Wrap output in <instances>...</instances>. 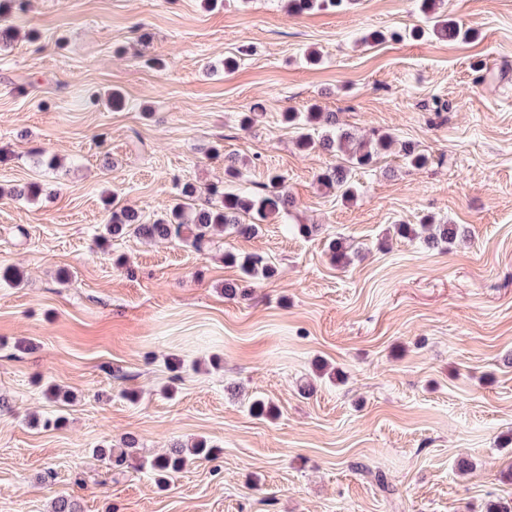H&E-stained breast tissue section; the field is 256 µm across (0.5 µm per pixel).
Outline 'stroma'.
<instances>
[{
	"label": "stroma",
	"mask_w": 512,
	"mask_h": 512,
	"mask_svg": "<svg viewBox=\"0 0 512 512\" xmlns=\"http://www.w3.org/2000/svg\"><path fill=\"white\" fill-rule=\"evenodd\" d=\"M0 52V512H487L512 500V0H444L460 42L362 35L423 24L416 0L287 12L284 0H12ZM319 65H307V51ZM237 60L225 71L224 59ZM165 60V69L151 59ZM118 90L121 106L102 101ZM391 133L344 199L283 112ZM252 124L243 125L244 116ZM61 165L50 169L49 157ZM262 190L296 207L256 237L198 252L100 241L104 197L145 218L181 188ZM37 183L33 199L12 187ZM466 225L451 250L392 231ZM297 224L319 230L304 237ZM344 238L351 263L328 244ZM276 274L230 300L225 251ZM71 400L48 398L50 386ZM274 403L276 418L249 411ZM214 455L156 485L94 449ZM469 473L458 472L459 459Z\"/></svg>",
	"instance_id": "obj_1"
}]
</instances>
